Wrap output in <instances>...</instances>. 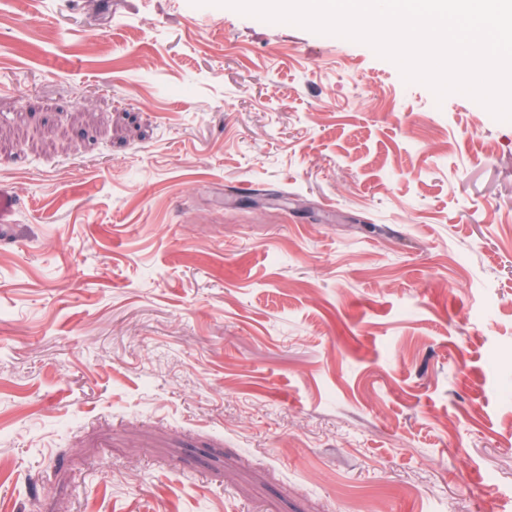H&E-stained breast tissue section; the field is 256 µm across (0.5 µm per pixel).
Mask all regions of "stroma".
<instances>
[{
  "label": "stroma",
  "instance_id": "stroma-1",
  "mask_svg": "<svg viewBox=\"0 0 512 512\" xmlns=\"http://www.w3.org/2000/svg\"><path fill=\"white\" fill-rule=\"evenodd\" d=\"M0 512H512V121L191 0H0ZM19 208L18 195L4 187H0V227L5 228L15 223V215Z\"/></svg>",
  "mask_w": 512,
  "mask_h": 512
}]
</instances>
